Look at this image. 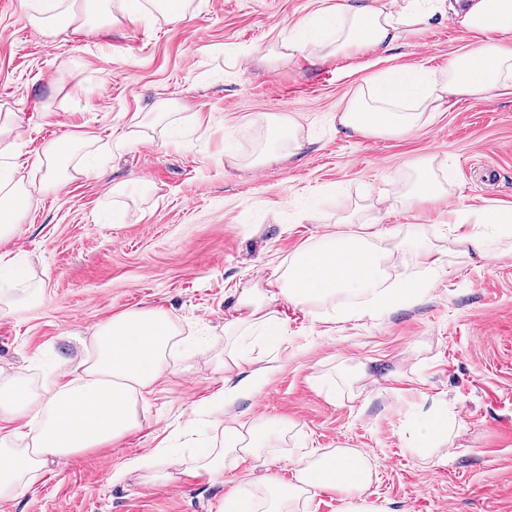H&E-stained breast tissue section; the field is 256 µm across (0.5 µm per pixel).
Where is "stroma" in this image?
Returning a JSON list of instances; mask_svg holds the SVG:
<instances>
[{
  "mask_svg": "<svg viewBox=\"0 0 512 512\" xmlns=\"http://www.w3.org/2000/svg\"><path fill=\"white\" fill-rule=\"evenodd\" d=\"M335 2L191 0L176 25L153 13L49 40L28 25L23 0H0V107L43 115L19 139L29 209L0 241V272H22L20 287L41 296L22 312H0V366L27 370L36 383L71 372L94 327L133 308L166 313L183 337L140 403L138 428L51 463L33 489L0 500V512H224L225 498L257 479L289 482V458L337 447L368 454L373 497L391 512H512V249L462 255L443 208L392 199L408 164L431 155L451 169L450 205L512 206V86L461 98L403 137H352L336 114L363 80L442 68L465 35L438 16L383 61L371 52L268 60ZM160 99L173 102L170 118L146 122ZM259 113L297 117L307 146L256 170L231 167L228 154L256 148ZM69 133L94 139L70 165L89 163L106 177L76 174L42 190L34 160ZM484 167L491 180H481ZM143 177L148 194L113 195V183ZM353 211L405 237L426 233L446 272L432 274L415 253L396 255L388 282L425 284L421 300L358 321L336 320L329 305L317 316L280 303L278 341L249 330L239 342L257 392L224 396L213 357L224 351L236 291L287 267ZM366 359L369 377L346 387L342 368ZM429 411L448 418L445 449L417 440L416 421ZM260 414L288 432L221 475L110 479L156 449L194 466L202 449L222 447L225 420Z\"/></svg>",
  "mask_w": 512,
  "mask_h": 512,
  "instance_id": "35a3bbf8",
  "label": "stroma"
}]
</instances>
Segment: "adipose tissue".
Instances as JSON below:
<instances>
[{"instance_id":"ef3b65f1","label":"adipose tissue","mask_w":512,"mask_h":512,"mask_svg":"<svg viewBox=\"0 0 512 512\" xmlns=\"http://www.w3.org/2000/svg\"><path fill=\"white\" fill-rule=\"evenodd\" d=\"M155 11L168 22H181L186 0H26V20L44 37L53 38L70 27H111ZM449 15L470 36L436 71L404 68L374 77L358 86L336 115L340 127L357 138L410 134L457 97H483L512 83V0H336L327 12L302 22L281 46L288 54L315 50L321 57H339L364 49L389 52L408 34L434 16ZM34 115L0 114V239L10 236L27 208L22 177L16 176L13 156L22 129ZM263 138L254 152L236 159L239 167L258 169L300 151L304 137L294 116H257ZM452 180L429 156L415 161L397 183L396 200L407 207L447 205ZM448 221L459 227L457 242L466 255H489L487 236L512 238V207L488 206L475 211L449 207ZM480 224L486 234L464 227ZM392 235L329 232L320 235L290 259L284 270L259 280L236 296V316L224 333L277 325L279 302L315 308L339 297L349 298L340 316L360 319L377 314L386 304H409L421 295L408 282L385 283V269L394 256ZM179 331L169 317L152 309H134L97 325L82 371L65 383L34 391L21 371L0 367V499L29 490L49 462L112 444L139 424V403L169 368ZM38 419L34 434L19 427L27 415ZM286 423L264 415L250 424L230 421L224 426V446L201 455L197 472L219 474L239 455H259ZM293 478L279 483L266 478L255 490L230 497L225 512H296L300 501L322 493L336 495L342 512H387L371 500L375 467L355 448H333L294 457Z\"/></svg>"}]
</instances>
